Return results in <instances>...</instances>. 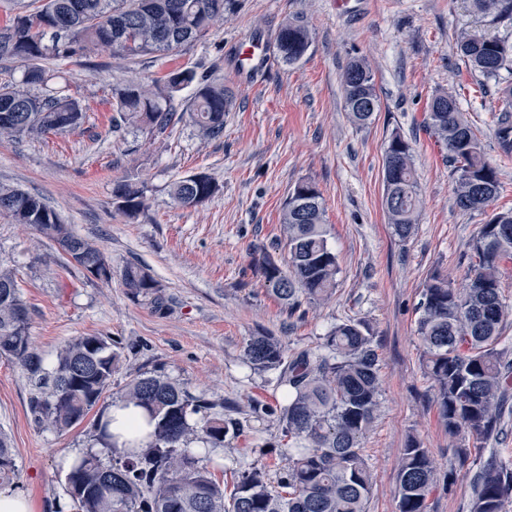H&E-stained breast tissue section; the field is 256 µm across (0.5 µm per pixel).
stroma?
Returning <instances> with one entry per match:
<instances>
[{
  "instance_id": "stroma-1",
  "label": "stroma",
  "mask_w": 512,
  "mask_h": 512,
  "mask_svg": "<svg viewBox=\"0 0 512 512\" xmlns=\"http://www.w3.org/2000/svg\"><path fill=\"white\" fill-rule=\"evenodd\" d=\"M299 14L312 43L300 62L286 66L275 61L271 36ZM464 32L512 38V19L477 14L470 0H240L223 25L166 55L124 61L101 51L52 62L58 87L85 108V122L36 140L0 139V183L40 195L76 233L95 240L112 263V280L72 266H43L48 241L0 214V263L16 274L45 362L75 336L119 341L124 356L101 407L118 403L130 376L162 368L192 393L243 406V434L212 455L218 480L233 482L235 472L252 464L274 479L285 464L280 427L245 405L275 404L283 389L275 376L243 366L249 336L268 332L291 354L314 347L336 323L365 321L382 380L381 408L363 442L374 474L368 512H398L400 453L413 435L441 472L454 474L452 486L430 495L428 512H468L469 475L452 456L415 335L426 278L437 270L464 284L473 239L486 219L456 206L446 152L423 124L436 93L453 92L498 169L494 209L512 208V154L494 136L498 88L457 55ZM255 37L265 59L256 72L242 64ZM355 57L370 63L380 98L363 127L349 120L341 87ZM179 66L234 90L223 137L202 139L186 119L163 134L113 131V87ZM395 133L414 149L423 201L416 231L404 242L393 235L382 205L384 149ZM194 173L212 177L219 194L195 208L176 205L171 184ZM303 178L322 193L340 273L327 303L306 302L292 313L268 292L254 259L260 250L274 251L288 191ZM122 179L145 182L150 208L133 220L112 199ZM130 263L162 284L170 300L166 314L130 298L121 278ZM34 393L27 372L0 357V434L14 450L12 487L31 499L35 512H59L70 505L63 466L90 445L93 421L63 434L42 429L29 410Z\"/></svg>"
}]
</instances>
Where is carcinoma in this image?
Wrapping results in <instances>:
<instances>
[{
    "label": "carcinoma",
    "instance_id": "cac0c4a2",
    "mask_svg": "<svg viewBox=\"0 0 512 512\" xmlns=\"http://www.w3.org/2000/svg\"><path fill=\"white\" fill-rule=\"evenodd\" d=\"M473 9L496 17L512 14V0H471ZM239 0H45L40 9L14 15L0 28V56L24 63L21 77L0 85V136L22 140L78 128L79 101L54 87L55 71L44 65L94 51L120 58L167 54L205 37ZM311 34L299 17L284 21L272 38L274 57L285 65L308 52ZM457 51L486 80L512 71V41L463 33ZM345 109L359 126L371 123L380 99L368 64L353 59L341 75ZM193 89L189 116L200 135L224 134V116L235 106L231 88L192 67H177L162 79L129 80L113 88L117 117L124 124L164 133L183 119L174 105L178 92ZM503 107L494 129L500 149L512 153V85L499 87ZM427 126L454 164L455 202L464 211H487L499 193V176L460 110L455 95L437 93ZM219 191L198 173L172 184L170 196L184 207L211 200ZM115 206L129 219L147 207L145 184L117 182ZM383 206L394 236L409 239L418 221L420 197L413 148L394 134L384 151ZM0 213L27 224L49 240L65 266L86 273L107 259L93 241L62 223L43 198L0 184ZM281 224L287 257L263 253L259 269L268 291L288 310L304 302L328 300L339 273L328 243L324 203L316 184L300 180L289 190ZM478 258L466 288L431 274L418 304L417 339L424 366L434 382L438 418L448 436L468 433L496 440L512 420V358L500 347L507 309L502 300L500 263L512 259V211L495 212L473 240ZM124 287L155 313L168 310L162 285L142 267L128 264ZM0 356L16 360L35 380L30 400L34 421L58 433L79 426L112 385L121 352L111 338L87 334L71 338L44 363L30 336L29 312L12 268L0 264ZM243 364L255 373H278L285 387L276 405L250 406L276 417L287 439V465L271 482L253 466L237 473L233 490L224 489L206 465L212 453L243 433L237 414L224 403L195 395L154 369L137 373L124 386L121 402L145 409L150 430L120 452L108 431L106 411L93 424L94 444L66 474L77 512H367L372 471L363 441L381 405L380 358L370 327L360 320L333 325L316 346L291 357L279 338L259 332L248 338ZM198 447L193 448L191 444ZM461 466H472L469 512H503L512 500V463L496 455L471 465V450L452 449ZM15 476L13 448L0 436V485ZM441 475L428 449L412 436L402 449L397 475L398 512H427L429 495Z\"/></svg>",
    "mask_w": 512,
    "mask_h": 512
}]
</instances>
